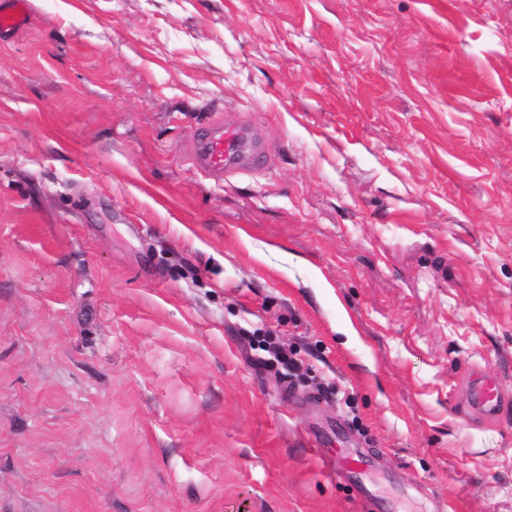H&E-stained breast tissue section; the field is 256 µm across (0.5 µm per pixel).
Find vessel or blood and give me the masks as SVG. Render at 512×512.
I'll list each match as a JSON object with an SVG mask.
<instances>
[{"label":"vessel or blood","instance_id":"vessel-or-blood-1","mask_svg":"<svg viewBox=\"0 0 512 512\" xmlns=\"http://www.w3.org/2000/svg\"><path fill=\"white\" fill-rule=\"evenodd\" d=\"M27 17L28 0H0V36L21 29ZM260 153V146L243 127L217 124L210 136L198 142L194 164L205 176L224 179L250 168ZM468 394L472 406L486 416L494 415L503 400L499 385L482 374L471 378ZM368 467V462L354 451L337 458L335 470L340 477L356 483Z\"/></svg>","mask_w":512,"mask_h":512}]
</instances>
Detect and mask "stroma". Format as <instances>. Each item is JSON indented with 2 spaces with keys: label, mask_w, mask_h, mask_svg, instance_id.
<instances>
[{
  "label": "stroma",
  "mask_w": 512,
  "mask_h": 512,
  "mask_svg": "<svg viewBox=\"0 0 512 512\" xmlns=\"http://www.w3.org/2000/svg\"><path fill=\"white\" fill-rule=\"evenodd\" d=\"M28 3L0 512H374L330 448L391 512H512V0ZM216 121L263 163L202 175ZM468 394L469 407L472 405L485 416L494 415L504 398L499 385L483 374H476L470 379ZM368 468V462L357 451L351 452L348 457L336 456V474L350 482H359Z\"/></svg>",
  "instance_id": "35a3bbf8"
}]
</instances>
